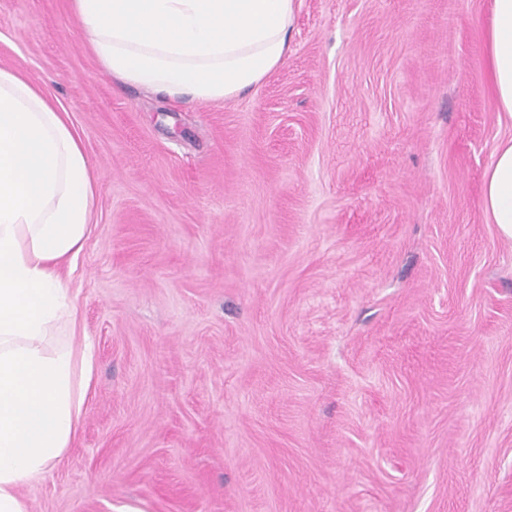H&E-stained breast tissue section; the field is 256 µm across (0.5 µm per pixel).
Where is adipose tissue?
Listing matches in <instances>:
<instances>
[{
  "mask_svg": "<svg viewBox=\"0 0 512 512\" xmlns=\"http://www.w3.org/2000/svg\"><path fill=\"white\" fill-rule=\"evenodd\" d=\"M101 66L175 101L222 102L283 62L296 0H69ZM499 109L512 118V0H492L487 40ZM96 176L68 113L0 68V512L49 472L81 424L95 350L73 345L72 266L94 220ZM482 209L512 240V138L486 170Z\"/></svg>",
  "mask_w": 512,
  "mask_h": 512,
  "instance_id": "1",
  "label": "adipose tissue"
}]
</instances>
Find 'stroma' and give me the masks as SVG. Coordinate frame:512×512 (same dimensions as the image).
<instances>
[{
  "instance_id": "stroma-1",
  "label": "stroma",
  "mask_w": 512,
  "mask_h": 512,
  "mask_svg": "<svg viewBox=\"0 0 512 512\" xmlns=\"http://www.w3.org/2000/svg\"><path fill=\"white\" fill-rule=\"evenodd\" d=\"M491 7L297 0L261 85L187 103L105 72L68 0H0V67L98 174L95 370L30 512H512Z\"/></svg>"
}]
</instances>
